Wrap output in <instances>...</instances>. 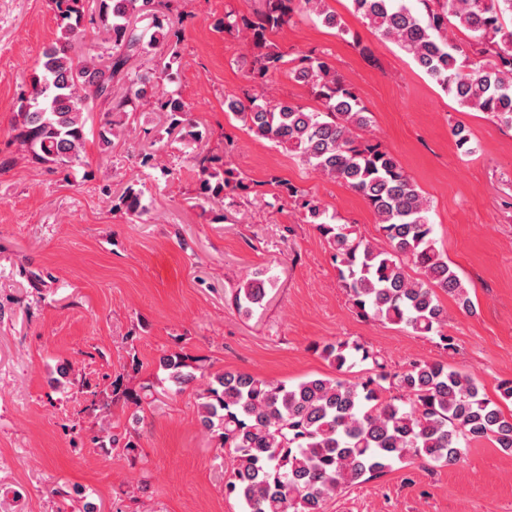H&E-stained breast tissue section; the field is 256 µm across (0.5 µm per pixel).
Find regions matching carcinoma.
<instances>
[{
    "mask_svg": "<svg viewBox=\"0 0 512 512\" xmlns=\"http://www.w3.org/2000/svg\"><path fill=\"white\" fill-rule=\"evenodd\" d=\"M52 0L60 17V36L42 52L29 91L19 97L13 141L31 162L66 170L82 161L86 114L108 106L98 142L108 151L120 138L112 113L137 112L146 105L166 113L169 127L190 142L203 133L187 115L191 106L178 93L161 89L147 68L132 63L148 47L166 44L169 61L163 74L174 81L183 19L159 11L167 0ZM354 12L381 36L397 42L416 65L460 106L492 116L512 129V0H352ZM314 15L339 28L324 0H264L261 9L241 15L224 12V33L242 34L253 49L247 81L264 85L284 70L309 88L318 107L290 100L271 101L246 94L224 101L225 111L255 137L293 153L313 171L360 195L377 218L381 243L353 235L336 215L294 185L275 181L274 200L292 199L303 222L326 241L338 278L352 307L378 324L402 326L420 336H438L443 349L453 347L443 332L448 311L438 292L473 311L468 287L437 247L430 207L417 183L382 144L365 136L371 113L355 88L329 62L326 53L288 57L270 36L294 15ZM151 18L156 31L149 42L137 27ZM466 30L476 60L448 32ZM104 39L107 55L93 49L72 54V42L87 36ZM197 196H222L228 208L257 184L228 166L225 157L198 154ZM143 191L130 184L112 196V209L136 218L147 212ZM273 280L254 272L236 288L231 303L250 316L264 306ZM320 355L336 374L311 377L294 385L245 372L204 378L198 359L182 352L164 354L160 383L179 393L206 379L198 394L201 426L228 455L232 470L225 492L243 502L245 512H324L328 497L343 488L424 460L455 463L473 442L490 440L512 453V414L488 398L472 376L441 361L415 362L392 373L377 356L345 341L324 345ZM371 361L362 375L357 362ZM155 386L120 391L112 400L136 406L153 398ZM95 440L132 452L126 432L106 430Z\"/></svg>",
    "mask_w": 512,
    "mask_h": 512,
    "instance_id": "1",
    "label": "carcinoma"
}]
</instances>
